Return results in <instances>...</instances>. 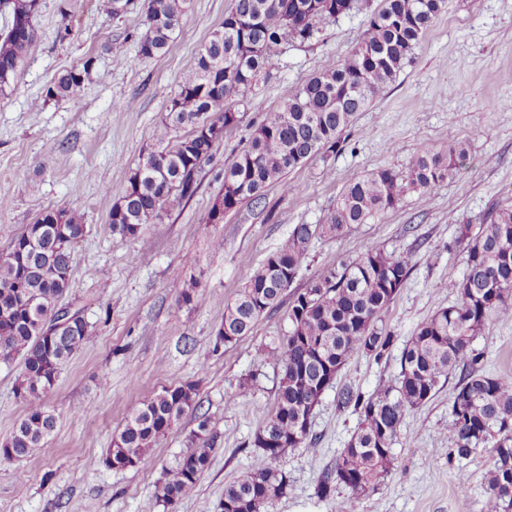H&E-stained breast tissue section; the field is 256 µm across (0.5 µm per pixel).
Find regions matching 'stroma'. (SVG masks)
<instances>
[{
    "label": "stroma",
    "mask_w": 512,
    "mask_h": 512,
    "mask_svg": "<svg viewBox=\"0 0 512 512\" xmlns=\"http://www.w3.org/2000/svg\"><path fill=\"white\" fill-rule=\"evenodd\" d=\"M61 2L40 0L37 41L12 92L0 98V254L41 211L79 209L85 228L64 300L83 309L95 333L43 399L56 418L47 446L0 458V512H220L225 485L252 464L250 441L274 407L280 372L257 363L256 351L288 329L281 308L263 314L251 335L215 347L227 304L294 225L322 223L350 181L381 168L404 169L414 154L458 142L467 160L435 193L410 194L380 223L354 225L342 238L312 240L294 288L372 244L403 253L411 271L384 316L392 348L380 359L356 356L342 369L311 416L316 452L297 448L281 460L287 488L267 512H336L340 501L347 512H485L492 451L478 449L464 461L449 456V382L406 416L393 466L376 490L356 496L341 486L323 498L318 488L359 423L353 409L338 408V388L368 394L398 383L406 341L454 300L446 282L463 273L453 245L459 226L481 223L494 204L512 200V0H447L395 81L346 130L345 150L288 173L300 193L274 185L266 207L245 204L219 223H205L225 162L297 87L343 62L382 0L330 22L308 43L278 46L250 93L253 108L202 162L197 193L171 197L140 239L113 234L109 213L130 169L151 147L181 75L234 0H191L168 52L153 59L135 47L145 30L143 0L118 19L105 15L100 0H71L73 36L64 42L55 37ZM116 38L130 42L121 63L104 50ZM89 55L96 65L79 103L44 100L55 74ZM178 277L197 280L192 303L172 288ZM474 346L484 353L487 373L512 374V314L493 316ZM21 370V359L0 361V440L27 411L15 394ZM186 382L198 385L200 412H185L138 466L102 464L133 408ZM201 412L214 436L210 464L189 496L166 504L159 496L164 474L180 461Z\"/></svg>",
    "instance_id": "stroma-1"
}]
</instances>
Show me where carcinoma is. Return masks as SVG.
<instances>
[{"mask_svg": "<svg viewBox=\"0 0 512 512\" xmlns=\"http://www.w3.org/2000/svg\"><path fill=\"white\" fill-rule=\"evenodd\" d=\"M235 0L224 21L199 48L194 66L179 81L155 143L132 168L128 185L109 215L112 233L138 236L159 220L171 196L191 197L196 172L215 144L237 127L247 94L283 42L306 43L319 26L360 9L361 0ZM190 0H145L147 28L137 53H165ZM446 0H383L350 55L300 86L281 109L260 123L248 145L224 164V184L207 213L230 212L245 202L265 200L266 188L280 184L290 194L301 186L288 172L316 156L345 147L343 132L359 112L384 93L433 25ZM40 0H0V97L21 72L36 42L32 24ZM96 64L89 56L62 70L44 90L46 100L79 103V93ZM464 144L445 153L412 156L403 171L379 169L351 181L320 224H296L279 248L246 277L226 306L221 327L235 339L248 336L258 318L277 309L303 266L313 238H340L355 224L379 220L408 194L436 191L457 174ZM85 224L73 208L47 209L0 254V358H21L15 393L28 411L0 443L3 457L21 458L47 443L56 419L43 405L62 365L93 336L81 318L73 331L49 337L45 318L61 303L76 263V244ZM455 244L465 271L450 279L453 304L420 323L400 356L395 386L364 395L350 386L337 392V405L359 413V426L319 485L322 496L336 486L362 495L377 488L393 460V446L407 414L456 379L449 399L450 454L467 458L490 447L493 463L484 478L486 512H512V376L483 370V352L473 347L491 317L512 309V201L496 204L479 224H463ZM405 256L369 245L359 256L329 269L295 293L288 303V331L278 345L263 346L256 358L281 370L276 403L251 445L261 450L250 469L224 488L220 512H264L286 489L278 462L295 448L315 450L310 418L324 392L356 355L381 358L394 336L385 312L409 277ZM196 386L166 388L133 411L112 438L104 461H143L160 438L195 406ZM202 419L192 448L164 475L162 497L174 503L190 495L209 465L213 437Z\"/></svg>", "mask_w": 512, "mask_h": 512, "instance_id": "cac0c4a2", "label": "carcinoma"}]
</instances>
